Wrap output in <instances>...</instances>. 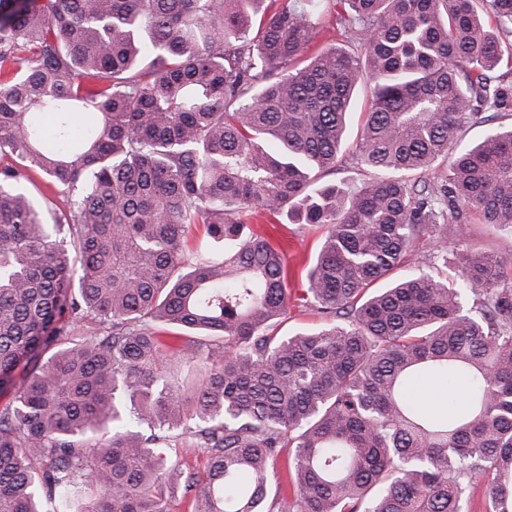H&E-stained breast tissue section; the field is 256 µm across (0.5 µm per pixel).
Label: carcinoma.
<instances>
[{
    "label": "carcinoma",
    "mask_w": 512,
    "mask_h": 512,
    "mask_svg": "<svg viewBox=\"0 0 512 512\" xmlns=\"http://www.w3.org/2000/svg\"><path fill=\"white\" fill-rule=\"evenodd\" d=\"M263 2L0 0V512H168L184 448L188 512H466L477 476L512 512V277L448 266L471 213L512 231V125L457 141L512 116V0H283L251 38ZM362 88L374 177L325 182ZM266 214L324 230L320 328L276 331ZM427 375L466 411L416 405ZM33 184H28L31 193L39 201L48 205L52 212L60 213L67 209L66 198L58 193L53 192L47 187V180L41 175L35 174L32 177Z\"/></svg>",
    "instance_id": "carcinoma-1"
}]
</instances>
